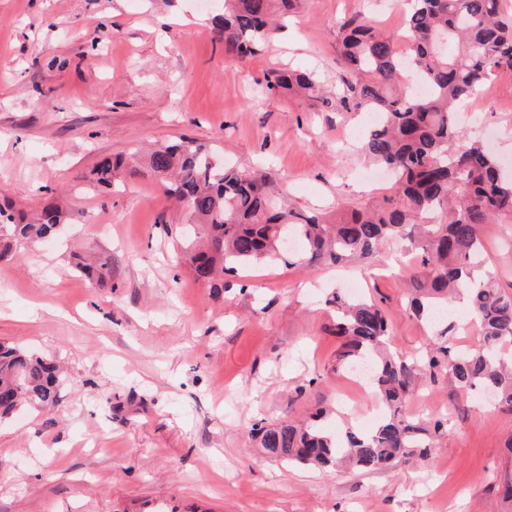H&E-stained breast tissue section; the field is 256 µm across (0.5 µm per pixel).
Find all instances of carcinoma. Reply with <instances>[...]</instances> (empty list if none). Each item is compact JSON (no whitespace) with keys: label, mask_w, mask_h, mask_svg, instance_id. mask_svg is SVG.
Wrapping results in <instances>:
<instances>
[{"label":"carcinoma","mask_w":512,"mask_h":512,"mask_svg":"<svg viewBox=\"0 0 512 512\" xmlns=\"http://www.w3.org/2000/svg\"><path fill=\"white\" fill-rule=\"evenodd\" d=\"M300 0H224V13L213 18L214 33L230 58L254 55L269 40L278 17H287ZM404 27L412 48L402 55L397 38L377 30L355 13L338 22L339 66L336 94L324 95L318 74L274 69L265 88L274 95L316 101L335 112H377L381 121L362 136L359 149L387 170L393 195L387 205L351 207L334 221L298 210L278 198L270 172L243 174L218 161L214 151L192 140L150 153L147 170L168 196L186 204L191 233L183 236L194 279L218 293L220 275L276 260L285 238L301 249L288 255V267L371 262L389 238L419 250L421 273L409 279L415 292L410 311L431 323L433 310L454 295L468 298L483 344L459 350L448 326L432 337L421 357L383 350L388 336L384 310L372 300H351L334 292L336 334L345 337L337 366L361 361L371 366L370 386L380 405L375 425L365 431L335 430L318 410L306 424L257 422L251 438L277 461L378 471L410 458L427 456L448 436L451 418L438 414L427 427L409 421L401 407L418 377H444L466 391L492 393L512 411V362L501 348L512 344V295L476 271L481 226L512 216V174L481 141L460 133L457 112L502 66L512 67V16L501 0H408ZM428 87L421 95L404 84L405 74ZM124 159H103L91 171L93 181L112 185ZM59 215L45 210L27 222L0 208V257L18 245L51 236ZM62 376L56 362L18 345L0 344V421L20 408L49 410L59 402Z\"/></svg>","instance_id":"cac0c4a2"}]
</instances>
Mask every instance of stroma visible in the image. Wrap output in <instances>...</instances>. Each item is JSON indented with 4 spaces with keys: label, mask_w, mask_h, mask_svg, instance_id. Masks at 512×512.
<instances>
[{
    "label": "stroma",
    "mask_w": 512,
    "mask_h": 512,
    "mask_svg": "<svg viewBox=\"0 0 512 512\" xmlns=\"http://www.w3.org/2000/svg\"><path fill=\"white\" fill-rule=\"evenodd\" d=\"M224 0H0V204L50 207L62 229L0 259V342L64 370L51 411L0 422V512H512V412L476 404L447 380L406 402L453 425L426 459L377 472L271 461L256 420L317 407L364 426L377 402L335 370L343 339L326 299L359 285L381 301L392 350L423 353L433 330L406 310L409 242L378 262L297 271L268 264L213 293L176 260L186 212L149 173L110 189L85 175L103 158L187 137L230 166L271 168L298 209L383 204L348 134L356 116L267 94L283 66L336 81V23L362 12L403 26L399 0H303L266 47L225 58L210 19ZM458 119L512 164V67ZM482 267L512 294V218L483 225ZM107 264L100 284L76 267ZM310 383L302 396L295 388Z\"/></svg>",
    "instance_id": "obj_1"
}]
</instances>
